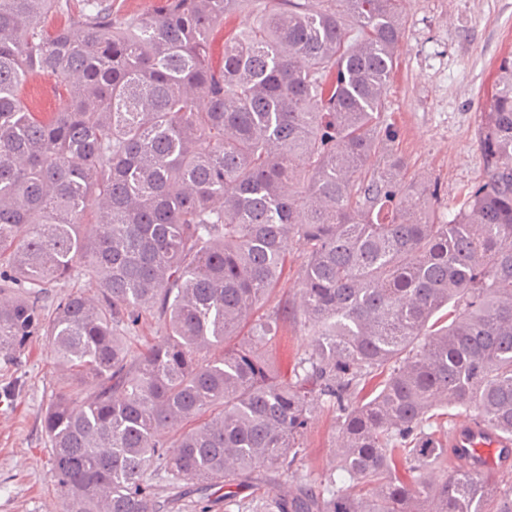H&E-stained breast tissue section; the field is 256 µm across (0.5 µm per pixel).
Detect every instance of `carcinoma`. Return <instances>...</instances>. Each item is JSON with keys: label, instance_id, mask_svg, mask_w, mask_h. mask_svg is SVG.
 Masks as SVG:
<instances>
[{"label": "carcinoma", "instance_id": "1", "mask_svg": "<svg viewBox=\"0 0 512 512\" xmlns=\"http://www.w3.org/2000/svg\"><path fill=\"white\" fill-rule=\"evenodd\" d=\"M402 2L162 0L118 20L112 0H0V356L41 339L93 386L43 416L65 512H167L152 469L224 485V512H512V478L433 426L457 409L512 457V55L484 177L441 221L382 128ZM36 76L56 110L23 99ZM290 239L301 302L257 320ZM76 275L96 299L56 297ZM290 318L311 341L288 380L268 341ZM149 321L163 335L136 354ZM319 404L340 448L314 493L294 475ZM263 472L282 479L267 501Z\"/></svg>", "mask_w": 512, "mask_h": 512}]
</instances>
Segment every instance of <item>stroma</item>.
I'll return each mask as SVG.
<instances>
[{"label": "stroma", "instance_id": "obj_1", "mask_svg": "<svg viewBox=\"0 0 512 512\" xmlns=\"http://www.w3.org/2000/svg\"><path fill=\"white\" fill-rule=\"evenodd\" d=\"M512 53V0H404L399 64L386 95L385 123L408 180H436L443 219L483 175L484 107L500 60ZM81 408L89 388L63 382L43 341L20 359L0 358V512H49L63 497L49 477L42 427L50 399ZM334 411L318 406L297 480L319 481L336 462Z\"/></svg>", "mask_w": 512, "mask_h": 512}]
</instances>
